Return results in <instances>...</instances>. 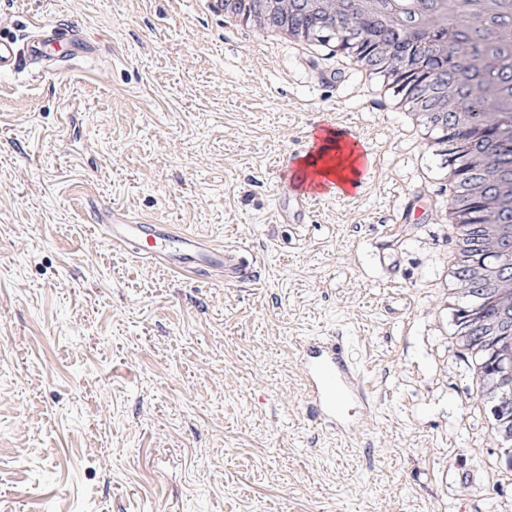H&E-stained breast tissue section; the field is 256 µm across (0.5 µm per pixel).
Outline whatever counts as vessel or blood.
Returning a JSON list of instances; mask_svg holds the SVG:
<instances>
[{"label": "vessel or blood", "mask_w": 512, "mask_h": 512, "mask_svg": "<svg viewBox=\"0 0 512 512\" xmlns=\"http://www.w3.org/2000/svg\"><path fill=\"white\" fill-rule=\"evenodd\" d=\"M36 34L24 46L0 37V75L34 64L53 70L61 63H78L95 55L96 48L79 31L65 24L38 22ZM105 233L114 246L135 251L169 270L194 275L208 268L223 273L225 282L252 277L244 250L216 246L169 224H148L113 213ZM307 376V398L316 418L345 434L371 416L375 406L363 373L343 337H310L300 345Z\"/></svg>", "instance_id": "vessel-or-blood-1"}]
</instances>
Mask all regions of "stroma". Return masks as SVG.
Wrapping results in <instances>:
<instances>
[{"label":"stroma","mask_w":512,"mask_h":512,"mask_svg":"<svg viewBox=\"0 0 512 512\" xmlns=\"http://www.w3.org/2000/svg\"><path fill=\"white\" fill-rule=\"evenodd\" d=\"M98 50L0 75V512H512L437 316L452 247L436 163L350 62L257 51L197 0H0V30ZM375 165L283 224L329 127ZM250 251L187 278L102 231L113 211ZM344 336L376 418L316 421L298 353ZM466 468L470 483L453 478Z\"/></svg>","instance_id":"35a3bbf8"}]
</instances>
